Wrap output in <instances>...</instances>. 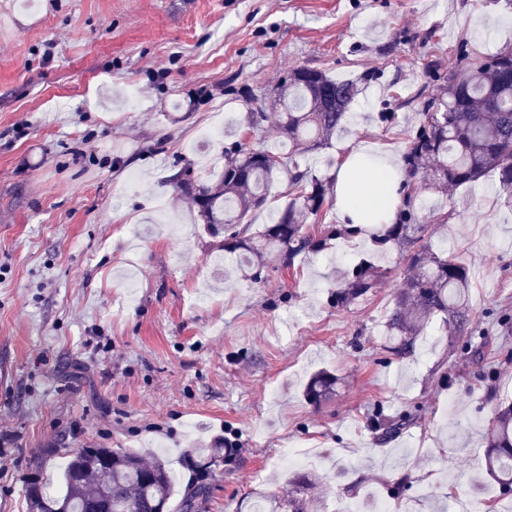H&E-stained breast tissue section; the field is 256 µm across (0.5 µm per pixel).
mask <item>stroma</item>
Here are the masks:
<instances>
[{"mask_svg": "<svg viewBox=\"0 0 512 512\" xmlns=\"http://www.w3.org/2000/svg\"><path fill=\"white\" fill-rule=\"evenodd\" d=\"M24 2L0 0V512H28L47 448L55 494L74 449L160 453L181 512L189 451L223 442L194 512H250L292 476L286 448L316 449L321 512H512L482 472L493 408L512 401V205L492 178L412 202L433 253L467 266L472 321L462 337L434 317L405 357L386 349L396 247L333 237L256 282L207 266L224 239L169 183L243 137L287 153L276 115L254 131L246 115L296 67L376 75L299 157L309 177L335 181L362 141L403 160L460 48L512 45V0ZM363 258L389 278L337 306ZM321 371L336 389L314 405ZM406 414L392 439L371 428Z\"/></svg>", "mask_w": 512, "mask_h": 512, "instance_id": "35a3bbf8", "label": "stroma"}]
</instances>
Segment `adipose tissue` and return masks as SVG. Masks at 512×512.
<instances>
[{"label": "adipose tissue", "instance_id": "1", "mask_svg": "<svg viewBox=\"0 0 512 512\" xmlns=\"http://www.w3.org/2000/svg\"><path fill=\"white\" fill-rule=\"evenodd\" d=\"M368 166H361V159ZM399 166L389 155L371 156L367 145L352 150L341 163L336 177V206L343 223L375 228L393 223L400 198Z\"/></svg>", "mask_w": 512, "mask_h": 512}]
</instances>
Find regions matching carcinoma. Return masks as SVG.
<instances>
[{
	"mask_svg": "<svg viewBox=\"0 0 512 512\" xmlns=\"http://www.w3.org/2000/svg\"><path fill=\"white\" fill-rule=\"evenodd\" d=\"M459 66L448 84L425 101V121L404 156L406 197L427 187L446 190L492 175L505 202L511 203L512 47L477 58L463 48ZM357 92L358 83L338 82L320 69H293L271 102L279 113L278 136L289 144L288 156L236 141L224 148V167L217 177L202 178L191 164L185 167L186 180L170 176L207 231L224 235V259L238 269L255 268L253 279L262 278L265 257L271 254L288 268L300 254L325 245V239L308 231V220L319 216L329 187L308 178L296 156L328 142L342 127ZM251 102L248 126L258 128L266 121V103L256 96ZM424 169L428 173L416 181ZM281 176L292 189L291 200L276 222L264 225L256 235L245 234L247 217L267 203L268 185ZM413 219V210L408 209L399 223L372 236L379 247L394 244L408 249L401 289L387 322L390 349L404 356L413 352L430 317L443 315L456 336L465 335L470 323L466 265L436 256L423 243L425 225ZM388 274V269L368 261L359 263L336 291V304L344 306L373 294ZM333 384V376L326 372L314 376L308 398L321 399ZM189 457L204 473L221 460V449L195 448ZM485 467L502 491H512V404L494 411ZM63 480L64 493L48 495L41 462L33 464L26 476L29 512H168L173 489L165 461L114 448H79L69 454ZM316 485L314 475L297 472L283 491L257 492L253 512H318Z\"/></svg>",
	"mask_w": 512,
	"mask_h": 512,
	"instance_id": "cac0c4a2",
	"label": "carcinoma"
}]
</instances>
